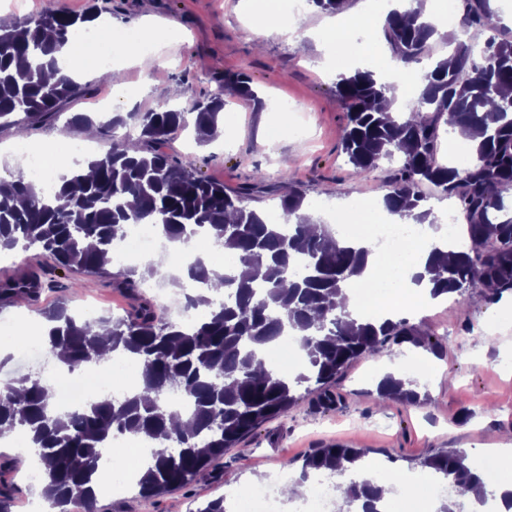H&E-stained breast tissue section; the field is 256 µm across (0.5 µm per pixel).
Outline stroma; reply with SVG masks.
<instances>
[{"mask_svg": "<svg viewBox=\"0 0 512 512\" xmlns=\"http://www.w3.org/2000/svg\"><path fill=\"white\" fill-rule=\"evenodd\" d=\"M11 9L0 0V18L15 21L55 8L70 13L97 6L111 30L140 34L145 18L172 22L175 38L156 31L146 39V53L164 46L153 71L124 68L126 98L123 111L133 108L168 109L172 90L187 99L206 100L220 87L224 74L245 73L263 100L262 106L239 98L224 106V135L206 146L197 145L192 130L178 131L162 144V151L181 159L194 157L201 174L225 186L251 187L248 208L270 212L282 191L281 175L290 172L306 195L309 214L348 212L364 198L383 200L389 191L394 164L383 161L363 176H355L340 142L346 112L334 92L336 76L351 71L341 51H323L307 37V30L326 23L330 15L305 8L297 26L301 39L273 34L258 36L249 28L250 0H21ZM102 68L78 80V95L62 104V119L17 124L0 130V177L10 178L23 167L22 149L42 150L44 145L62 151L73 142L84 144V159L104 155L110 142L85 138L81 130L66 128L64 118L74 112L99 111V99L109 91L102 83ZM285 99L288 113L271 111V101ZM287 122L289 128L276 140L265 139L266 128ZM44 273L52 288L32 301L14 304L0 316L16 318L26 336L36 338L44 323L42 312L66 302L74 313L88 304L101 315H119L129 309L132 297L113 288L110 278L52 266L39 249L0 253V281L26 271ZM395 318L407 319L431 335L435 348L409 342L388 344L373 357L353 362L332 384L333 409L319 406L318 395L298 387L297 402L284 416L264 423L236 447L228 449L215 477L199 479L183 489L146 498L136 492L121 497L102 495L98 512H194L202 502L226 495L245 494L249 487L286 463L301 465L312 449L329 444L368 449L369 467L400 476L421 474V459L440 450L457 449L471 466L482 460L481 451L512 442V294L494 303L481 293L424 300L401 306ZM406 358L422 365L417 385L428 400L421 406L399 401L378 403L376 385L387 362ZM12 469L0 472V485H14L15 512H27L38 496L27 480L28 456L8 448Z\"/></svg>", "mask_w": 512, "mask_h": 512, "instance_id": "35a3bbf8", "label": "stroma"}]
</instances>
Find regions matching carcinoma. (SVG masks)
Instances as JSON below:
<instances>
[{"label":"carcinoma","mask_w":512,"mask_h":512,"mask_svg":"<svg viewBox=\"0 0 512 512\" xmlns=\"http://www.w3.org/2000/svg\"><path fill=\"white\" fill-rule=\"evenodd\" d=\"M458 25L469 31L495 32L476 49L469 39L448 38L447 57L433 59L435 25L422 9L390 12L382 35L406 78L415 65L426 64L410 116L391 112L396 84L373 71L356 70L336 77V98L346 109L341 143L358 175L381 160L399 157L400 166L384 197V206L434 227L437 217L420 192L423 184L458 202L467 221L468 247L429 252L423 271L431 297H462L481 290L489 302L512 293V209L505 194L512 189V37L493 23L494 0H459ZM97 7L83 14L52 8L34 19L0 23V128L13 118L47 120L61 101L77 89L65 76L51 82L45 71L57 67L56 53L73 41L81 25L96 18ZM248 100L261 103L245 74L224 77ZM224 91L205 101L191 100L183 109L116 112L97 132L123 142L90 160V173L78 169L60 176L50 197L38 183L19 174L0 179V252L18 246L38 247L60 269L107 274L112 247L131 224H152L175 245L204 237L219 246L229 265L202 258L184 264L185 278L200 287L184 293L191 323L163 317L157 305L138 292L142 281L159 276L160 266L124 268L113 285L134 299L117 317H77L66 302L43 312L50 323L42 348L50 361L66 356L69 370L109 352L133 360L138 389L107 397L84 408L55 413L50 408L52 383L37 373L0 389V425L22 431L41 468V494L55 512H97L102 448L113 437L133 435L159 441L140 470L136 487L143 497H158L213 472L224 451L268 419L284 415L297 401L295 388L316 386L325 408L333 405L330 383L357 359L377 355L386 344L405 341L432 345L430 337L401 319L357 322L348 311L347 288L362 274L368 250L336 240L330 225L312 229L301 213L305 196L288 174L281 176L288 194L279 198L283 223L243 205L251 188L236 191L209 180L195 160H174L150 148L187 126L194 114L195 141L206 145L221 133ZM457 129L467 139L471 160L463 168L443 161L444 135ZM249 273L237 277V264ZM45 288L41 277L22 275L0 281V308L23 302ZM105 328L109 335L101 336ZM290 331L303 333L297 346L304 354L299 371L288 376L271 368L265 349ZM171 393L187 402L185 412L165 405ZM378 400L418 403L421 394L410 379L384 378ZM369 450L327 445L302 460L295 480L306 484L317 473L353 471ZM467 455L446 450L422 466L446 477L450 486L480 488L487 500L484 473L466 463ZM338 512H380L382 496L370 479L346 483Z\"/></svg>","instance_id":"obj_1"}]
</instances>
